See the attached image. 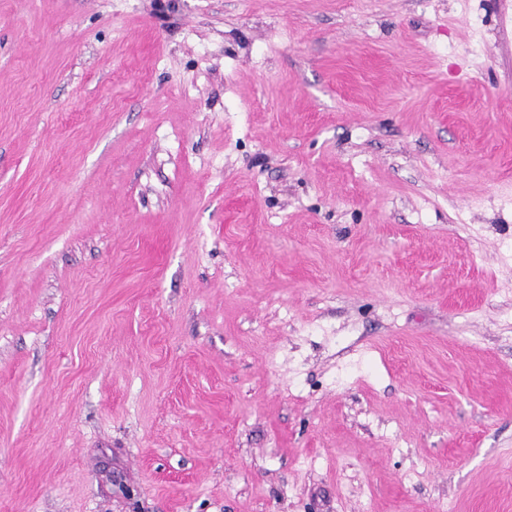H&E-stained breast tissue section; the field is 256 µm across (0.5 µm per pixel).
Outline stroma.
Masks as SVG:
<instances>
[{
	"instance_id": "stroma-1",
	"label": "stroma",
	"mask_w": 512,
	"mask_h": 512,
	"mask_svg": "<svg viewBox=\"0 0 512 512\" xmlns=\"http://www.w3.org/2000/svg\"><path fill=\"white\" fill-rule=\"evenodd\" d=\"M0 512H512V0H0Z\"/></svg>"
}]
</instances>
